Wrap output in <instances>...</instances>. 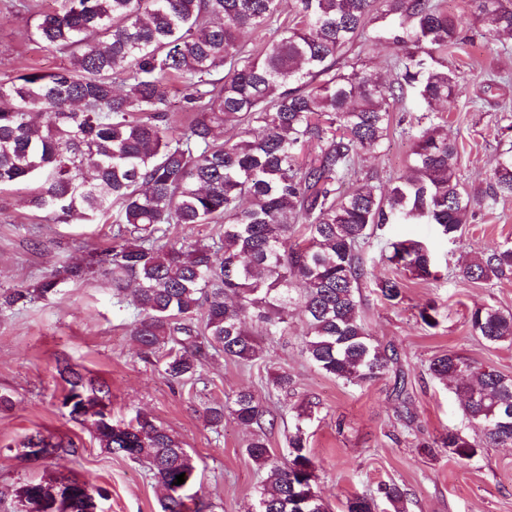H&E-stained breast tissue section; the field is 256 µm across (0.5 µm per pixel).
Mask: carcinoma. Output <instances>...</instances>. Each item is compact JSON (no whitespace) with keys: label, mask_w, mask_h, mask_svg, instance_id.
Segmentation results:
<instances>
[{"label":"carcinoma","mask_w":512,"mask_h":512,"mask_svg":"<svg viewBox=\"0 0 512 512\" xmlns=\"http://www.w3.org/2000/svg\"><path fill=\"white\" fill-rule=\"evenodd\" d=\"M281 18V0H60L38 14L29 39L58 47L68 63L0 81V186L38 182L29 206L59 224L88 221L117 205L112 243L75 265L19 287L0 302L24 306L54 294L66 280L94 268L116 296L131 293L137 311L131 331L140 350L163 361L168 379L196 376L208 351L238 362L261 358L262 343L288 333L290 308L305 325L304 353L319 371L352 386L378 379L396 363L368 333L360 316L369 281L367 251L392 224H434L459 240L477 203L493 209L512 198V145L490 164L485 186L466 188L456 168L457 145L432 118L414 131L407 170L381 185L361 171L364 152L379 153L392 127L394 105L434 108L451 100L462 79L448 66L461 43V17L443 0H294ZM473 27L512 37V0H478ZM263 31L258 49L239 40ZM390 52L393 79L384 82L358 56L356 43ZM181 86L190 122L172 126L169 84ZM223 223L217 241H166V226ZM379 261L398 274L375 283L378 299L404 300L401 274L441 278L424 242L386 239ZM469 282L493 286L512 279V244L487 247L460 268ZM422 325L435 329L433 301L418 307ZM466 324L487 344L512 345V311L477 304ZM430 374L450 386L469 437L450 429L420 447L468 462L485 448L512 446V378L478 368L456 352L436 356ZM62 405L73 419L91 422L99 447L145 461L160 491L161 512H189L197 465L179 438L146 413L112 422L104 387L68 370ZM400 418L415 420L404 373L395 376ZM255 429L248 456L267 473L255 512H328L320 492L300 497L315 478L306 425L314 404L296 408L288 458L273 460L264 425L273 424L250 389L206 408L218 427L224 411ZM76 452L73 442L41 432L25 436L21 457ZM184 474L185 482L175 484ZM72 489L59 511L43 501L54 485ZM93 484L60 477L14 490L19 504L42 512H87ZM379 492L404 512L395 483ZM376 502L354 495L346 512H376Z\"/></svg>","instance_id":"carcinoma-1"}]
</instances>
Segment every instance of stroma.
I'll use <instances>...</instances> for the list:
<instances>
[{"mask_svg":"<svg viewBox=\"0 0 512 512\" xmlns=\"http://www.w3.org/2000/svg\"><path fill=\"white\" fill-rule=\"evenodd\" d=\"M57 5L58 0H0V78L66 64L63 51L27 36L38 12ZM466 36L462 49L448 56L464 79L442 117L449 137L457 141L461 178L471 186L485 183L502 139L499 118L504 107L512 108V40L503 44L471 29ZM489 72L510 77V84L486 91L483 80ZM410 147L396 126L384 152L363 154L359 164L384 178L396 176L406 167ZM29 193L25 184L0 189V294L35 284L63 266L87 264L94 249L112 241V215L92 224L79 219L56 224L27 205ZM393 231L426 242L448 265L438 281L407 278L405 301L396 307L380 302L373 288L362 291L366 327L381 344L394 346L406 374L416 415L412 426L399 417L393 373L356 387L314 368L302 352L303 325L295 312L287 335L265 341L262 361L237 363L212 352L196 380L170 382L156 357L145 356L135 344L132 307L117 305L108 281L90 273L65 282L53 296L0 311V394L12 401L0 409V512H17L14 491L21 485L62 476L103 488L100 512H160L148 464L106 453L88 423L70 418L62 405L67 385L56 368L63 360L109 389L113 420L126 422L143 412L178 436L197 463L193 493L204 512H249L264 477L246 453L250 429L229 415L217 428L204 418L205 407L242 388L253 390L274 416L266 437L279 462L288 453L291 428L284 408L315 403L307 449L317 488L332 512H345L351 495L377 497L379 486L392 482L406 494V512H512V446L486 449L464 464L444 453L430 457L418 446L461 424L455 394L428 372L433 357L454 351L476 366L512 377V345L488 346L465 324L468 309L477 303L512 310V281L490 287L459 274L475 252L512 240V199L491 211L476 209L454 244L444 242L430 224H398ZM429 299L442 315L434 329L416 318L417 305ZM284 369L294 377L285 395L271 385ZM35 431L74 441L78 451L23 459L19 443Z\"/></svg>","mask_w":512,"mask_h":512,"instance_id":"1","label":"stroma"}]
</instances>
